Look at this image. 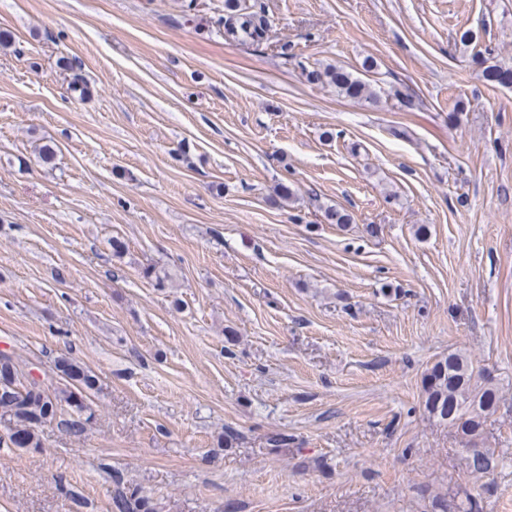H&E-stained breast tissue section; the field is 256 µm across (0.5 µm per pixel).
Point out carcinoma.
Segmentation results:
<instances>
[{"label":"carcinoma","instance_id":"cac0c4a2","mask_svg":"<svg viewBox=\"0 0 512 512\" xmlns=\"http://www.w3.org/2000/svg\"><path fill=\"white\" fill-rule=\"evenodd\" d=\"M218 22L223 24L228 40L242 41L255 48L272 40L264 9L250 0H224V17ZM309 77L327 81L352 99L372 95L368 84L340 67L313 70ZM57 370L61 385L56 386L48 379L39 382L28 377L11 355L0 353V419L9 423L7 434L0 435V446L39 448L37 429L55 419L71 436L80 437L86 432L90 417H82L84 396L94 389L96 378L73 360L62 361ZM499 401L498 384L476 368L462 350L451 351L437 361L424 379L425 412L454 429L466 454L468 470L480 478L489 476L495 468V452L483 446L482 434ZM64 402L77 409V416L61 418ZM112 484V512H153L150 502L127 485L123 475L114 474ZM431 506L433 512H482L480 501L472 497L449 500L436 494Z\"/></svg>","mask_w":512,"mask_h":512}]
</instances>
